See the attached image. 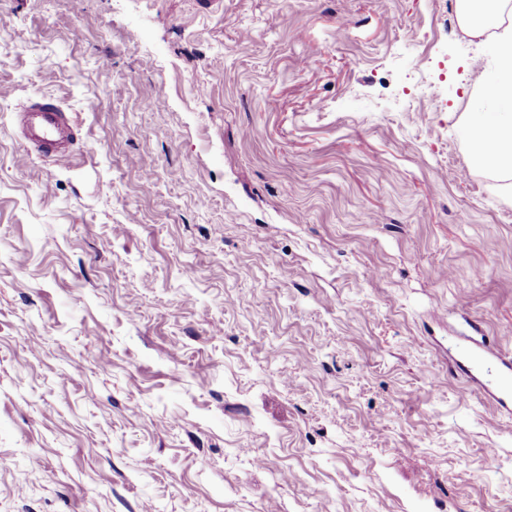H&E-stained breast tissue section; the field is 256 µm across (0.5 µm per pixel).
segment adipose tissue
I'll return each instance as SVG.
<instances>
[{"label":"adipose tissue","instance_id":"ef3b65f1","mask_svg":"<svg viewBox=\"0 0 512 512\" xmlns=\"http://www.w3.org/2000/svg\"><path fill=\"white\" fill-rule=\"evenodd\" d=\"M457 15L465 33L492 36L496 44L479 86L481 109L469 113L459 134L472 165L512 200V0H457Z\"/></svg>","mask_w":512,"mask_h":512}]
</instances>
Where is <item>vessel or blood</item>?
Wrapping results in <instances>:
<instances>
[{
	"mask_svg": "<svg viewBox=\"0 0 512 512\" xmlns=\"http://www.w3.org/2000/svg\"><path fill=\"white\" fill-rule=\"evenodd\" d=\"M15 123L27 145L57 163H69L73 128L62 109L35 105L16 112ZM456 366L466 375L468 388L482 389L496 409H512V358L499 356L487 341L470 339Z\"/></svg>",
	"mask_w": 512,
	"mask_h": 512,
	"instance_id": "b4317fda",
	"label": "vessel or blood"
}]
</instances>
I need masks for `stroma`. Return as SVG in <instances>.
I'll use <instances>...</instances> for the list:
<instances>
[{"instance_id": "1", "label": "stroma", "mask_w": 512, "mask_h": 512, "mask_svg": "<svg viewBox=\"0 0 512 512\" xmlns=\"http://www.w3.org/2000/svg\"><path fill=\"white\" fill-rule=\"evenodd\" d=\"M0 17V512H512V415L448 371L512 357L456 0ZM44 98L65 167L14 123Z\"/></svg>"}]
</instances>
